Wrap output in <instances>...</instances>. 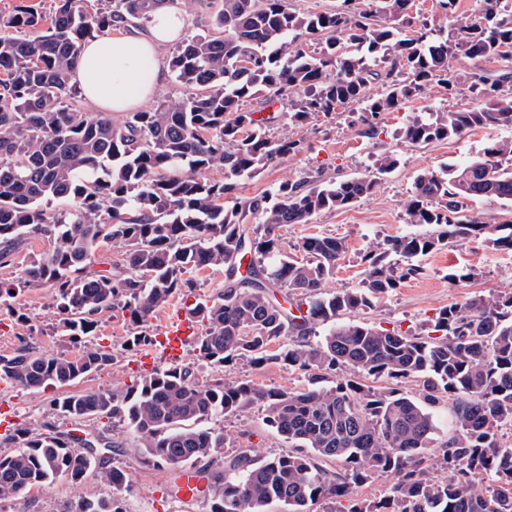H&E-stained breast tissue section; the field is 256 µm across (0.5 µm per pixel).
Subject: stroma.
<instances>
[{"label":"stroma","instance_id":"1","mask_svg":"<svg viewBox=\"0 0 512 512\" xmlns=\"http://www.w3.org/2000/svg\"><path fill=\"white\" fill-rule=\"evenodd\" d=\"M508 69L512 70V59L485 62L457 58L450 67L457 82L455 93L432 86L424 95L405 102L394 111L382 113L370 129L356 111L320 117L306 127L295 128L288 121L287 107H279L270 126L272 136L302 139V151L269 165L260 175L245 181L225 203L232 206L257 198L285 180H328L366 174L373 171L378 158L395 154L398 167L383 176L368 197L344 209L320 212L308 223L284 224L276 229L283 250L289 253L311 235L345 238L348 249L325 288L335 292L358 287L364 277L361 256L366 250L388 237L414 232V225L407 222L404 203L418 174L438 171L447 165H464L479 156L488 144L512 140V127H487L425 146H412L402 139L403 128L432 113L479 106L480 98L468 89L472 78ZM422 265L424 271L420 276L404 281L400 288L376 300L373 309L365 312L369 323L417 333L424 328L427 319L443 307L464 303L475 295L497 296L512 292V252L496 250L481 237L449 244L423 257ZM462 268L473 270V277L460 282L449 280V272ZM52 294V288L34 285L23 288L14 299L0 303V355L22 347L46 355L73 351V343L56 331L61 315L53 305ZM133 332L121 310L101 313L94 341L111 349L114 359L110 365L76 380L71 386H49L32 391L0 381V454L13 451L12 445L3 440L10 424L77 435L100 434L109 442L108 447L99 451L100 467L118 469L125 477L124 512H210L207 498L186 504L171 496L172 469L135 451L134 441L124 428L105 418L73 421L55 408L58 399L64 396L87 391L121 392L150 375L151 369L142 363L139 352L124 347ZM182 363L191 367L195 378L204 383L217 378L251 379L266 387L293 390L306 382L304 375L288 372L274 362L259 371L240 362L220 373L198 360L190 349L185 351ZM264 417L263 406L255 405L237 415L214 416L206 425L223 432L225 454L236 453L246 446L254 448L261 457L287 453V441L265 425ZM99 469H90L76 483L59 478L40 487L39 491L30 490L15 498L0 500V512H70L71 505L78 500L111 496L112 488L101 480Z\"/></svg>","mask_w":512,"mask_h":512}]
</instances>
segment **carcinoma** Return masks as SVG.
I'll return each mask as SVG.
<instances>
[{
    "instance_id": "carcinoma-1",
    "label": "carcinoma",
    "mask_w": 512,
    "mask_h": 512,
    "mask_svg": "<svg viewBox=\"0 0 512 512\" xmlns=\"http://www.w3.org/2000/svg\"><path fill=\"white\" fill-rule=\"evenodd\" d=\"M176 0H56L50 15L34 7L0 15V262L33 236L51 240L26 279L0 285V300L20 286L47 285L62 315L57 332L74 343L95 335L97 316L121 306L136 329L126 347L153 342L148 323L176 294L195 292L192 270L224 268V291L190 313L205 324L194 341L198 359L216 370L239 361L260 370L276 362L307 374L299 391L252 380L201 383L171 364L121 393L67 396L56 407L74 420L110 417L128 429L137 451L176 468L206 459L210 512H264L274 501L306 512L320 499L348 495L359 484L391 481L387 496L348 512H512V448L497 432L512 426V293L475 296L440 309L430 333L412 334L363 322H340L422 273L418 258L452 242L482 236L512 251V224H484L470 204L485 197L512 203V141L494 142L461 166L419 174L405 201L409 223L429 230L386 239L362 257L357 288L322 291L347 250L336 236H309L286 253L275 228L306 224L315 214L348 207L370 195L378 176L399 160L385 155L376 174L284 181L242 205L224 206L240 183L271 163L298 154L300 139L273 138L272 116L244 109L257 95L269 105L291 102V124L361 104V119L423 94L433 84L453 92L448 59L490 61L512 53V10L482 0L477 19H456V33L410 38V0H343L334 12L301 13L288 0H219L211 31L180 42L168 68L186 94L153 110L80 112L79 49L136 20L149 22ZM322 44L319 56L310 43ZM382 92L371 97L370 85ZM512 72L480 76L470 92L480 107L416 119L402 138L414 145L446 140L479 127H512ZM213 170L222 172L211 178ZM55 201L70 208L53 210ZM262 217L263 232L244 224ZM124 246L126 274L90 271L105 243ZM297 298L285 308L274 289ZM325 325L324 333L316 328ZM288 339L276 352L269 346ZM113 361L103 346L78 357L20 348L0 355V380L26 389L66 386ZM345 374L332 387L326 374ZM371 377L384 386L365 383ZM419 383L412 396L398 385ZM453 401L454 434L432 459V408ZM265 409V425L293 451L258 457L251 448L223 455L224 434L200 423L217 414ZM16 447L0 455V500L65 477L81 480L95 463L100 438L16 427L4 437ZM333 463L336 468H328ZM483 475L485 487L475 478ZM109 498L86 499L76 512H124L117 493L124 475L101 469Z\"/></svg>"
}]
</instances>
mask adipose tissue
<instances>
[{
  "label": "adipose tissue",
  "mask_w": 512,
  "mask_h": 512,
  "mask_svg": "<svg viewBox=\"0 0 512 512\" xmlns=\"http://www.w3.org/2000/svg\"><path fill=\"white\" fill-rule=\"evenodd\" d=\"M185 14L174 7L155 11L146 35L88 40L79 51L77 78L85 103L95 112H130L149 103L165 79L161 48L182 38Z\"/></svg>",
  "instance_id": "obj_1"
}]
</instances>
